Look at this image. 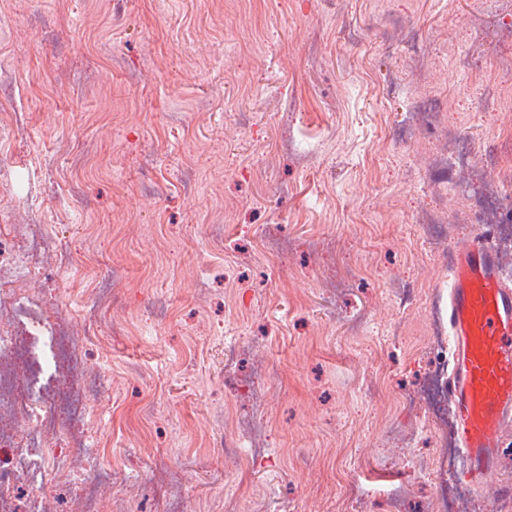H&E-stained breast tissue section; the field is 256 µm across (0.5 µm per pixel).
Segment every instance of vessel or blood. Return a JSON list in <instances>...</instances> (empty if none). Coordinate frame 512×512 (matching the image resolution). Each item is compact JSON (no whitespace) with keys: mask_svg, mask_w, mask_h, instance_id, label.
<instances>
[{"mask_svg":"<svg viewBox=\"0 0 512 512\" xmlns=\"http://www.w3.org/2000/svg\"><path fill=\"white\" fill-rule=\"evenodd\" d=\"M448 267V395L466 473L477 486L498 466L502 433L512 424V287L499 277L484 227L455 247Z\"/></svg>","mask_w":512,"mask_h":512,"instance_id":"obj_1","label":"vessel or blood"}]
</instances>
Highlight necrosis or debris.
<instances>
[{
  "label": "necrosis or debris",
  "instance_id": "necrosis-or-debris-1",
  "mask_svg": "<svg viewBox=\"0 0 512 512\" xmlns=\"http://www.w3.org/2000/svg\"><path fill=\"white\" fill-rule=\"evenodd\" d=\"M39 255L61 268L73 265V254L51 246L47 237L27 238L21 253L0 255V277L21 280L28 259ZM57 336L21 289H0V512H22L15 491L29 489L26 511L51 512L56 489L80 479L82 489L71 499L69 512H99L97 485L109 474L99 463L96 436L85 424L89 392L73 388L65 410H58L52 378L60 364ZM35 358L39 385L18 390L14 362Z\"/></svg>",
  "mask_w": 512,
  "mask_h": 512
}]
</instances>
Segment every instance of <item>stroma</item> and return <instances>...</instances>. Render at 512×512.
<instances>
[{
    "label": "stroma",
    "mask_w": 512,
    "mask_h": 512,
    "mask_svg": "<svg viewBox=\"0 0 512 512\" xmlns=\"http://www.w3.org/2000/svg\"><path fill=\"white\" fill-rule=\"evenodd\" d=\"M0 243L46 225L106 258L25 294L77 336L90 277L123 311L76 353L116 473L101 512H432L428 338L447 254L512 168V0H0ZM456 137L473 169L448 161ZM94 154L74 174L70 157ZM236 349L233 373L224 354ZM277 370L260 374L258 364ZM268 392L261 452L227 431ZM459 512H505L512 428ZM359 498L349 502L347 491Z\"/></svg>",
    "instance_id": "stroma-1"
}]
</instances>
